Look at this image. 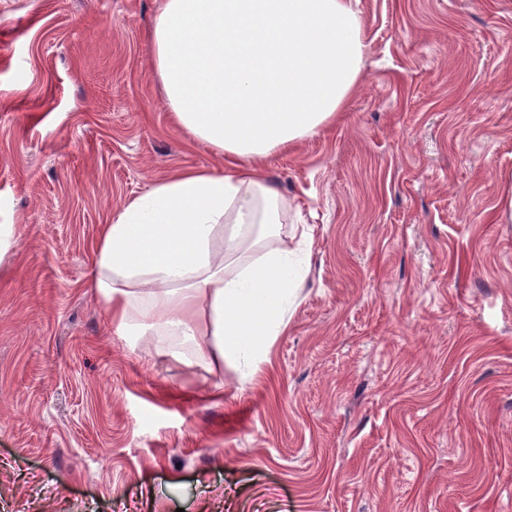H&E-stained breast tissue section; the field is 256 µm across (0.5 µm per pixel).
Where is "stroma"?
Listing matches in <instances>:
<instances>
[{
  "label": "stroma",
  "mask_w": 512,
  "mask_h": 512,
  "mask_svg": "<svg viewBox=\"0 0 512 512\" xmlns=\"http://www.w3.org/2000/svg\"><path fill=\"white\" fill-rule=\"evenodd\" d=\"M161 4L0 0V512H512V0H352L358 92L266 163L316 245L248 383L90 286L126 199L220 163L168 121Z\"/></svg>",
  "instance_id": "35a3bbf8"
}]
</instances>
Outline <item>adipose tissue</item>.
Masks as SVG:
<instances>
[{"instance_id":"adipose-tissue-1","label":"adipose tissue","mask_w":512,"mask_h":512,"mask_svg":"<svg viewBox=\"0 0 512 512\" xmlns=\"http://www.w3.org/2000/svg\"><path fill=\"white\" fill-rule=\"evenodd\" d=\"M153 67L174 127L223 170L187 168L103 225L91 286L126 336L186 364L269 363L309 273L313 226L264 175L334 124L367 44L350 0H163Z\"/></svg>"}]
</instances>
